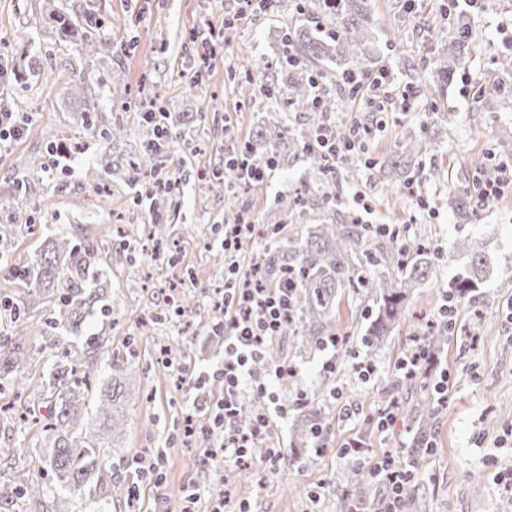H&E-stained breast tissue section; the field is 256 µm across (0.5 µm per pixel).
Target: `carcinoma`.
I'll return each mask as SVG.
<instances>
[{
  "mask_svg": "<svg viewBox=\"0 0 512 512\" xmlns=\"http://www.w3.org/2000/svg\"><path fill=\"white\" fill-rule=\"evenodd\" d=\"M296 13L301 15V25L291 37L292 56L295 63L281 59L282 68L290 70L294 64L303 63L308 72L303 80H292L288 85V102L309 104L313 98L310 78L320 83L329 78L327 63L338 62L342 72L338 77L368 75L363 55L374 39V31L368 13V0H336L334 6L324 0H298ZM54 20L59 24L58 36L68 42L89 22L88 14L58 13ZM473 40V30L462 20L456 22L448 44L441 57L434 60L432 78L440 91L448 89L454 69ZM239 73L249 80L261 81V89L268 96L278 92L276 86L264 81L261 71H253V65L245 62ZM512 73V58L504 55L488 73L492 86L499 94L509 93L503 76ZM82 126L92 136L112 142L122 134L121 126L108 121L105 112H82ZM318 126L312 125L296 133L285 123L278 126L276 139L288 140V152L302 143L311 162L321 171L327 170L322 154L312 148ZM441 131L431 130L415 139L411 145L412 156L420 158L434 154L440 148ZM243 158L250 169L264 168L269 160L278 163L285 156L275 149L259 151L251 147L243 151ZM374 232L393 239L397 232L384 228L373 229L365 225L359 229L344 224H316L309 231L300 248H276L267 265L262 269L261 287L271 291L288 289L290 313L280 335L300 336L305 342H319V335L336 301L337 290L365 289L378 293V308L365 339V354H371L379 337L389 333L397 320L408 293L420 286L430 272L431 257L421 246L398 250L395 259L397 273L388 277L374 276L381 259L372 257L365 248L369 233ZM98 248L87 245L77 248L69 239L58 237L51 240L48 249L35 258V275L30 279L26 301L21 308L37 307L42 299L57 294L49 324L59 331L56 336L55 354L39 362L42 352L32 349L30 335H44L40 326L26 325L13 333L0 332V391L6 386L22 384L33 367L43 365L47 390L52 398L53 411L42 422L41 431L47 448L43 463L52 475L56 492L55 512H69L73 498H81L82 512H112V501L125 499L127 512H138L130 489L120 483H112V469L103 463L104 449L112 447L127 425L128 416L123 408L125 392L133 375L128 367L117 362L112 367V385L100 390L92 415L93 424L83 427L85 416L83 399L89 389V375L78 372L87 356L98 349L96 336H88L82 344L73 342L88 328L89 321L108 317L111 305L105 303L104 282L110 279L107 269L97 265ZM486 262L482 256L472 257L465 275L459 278L457 288H472L485 276ZM448 342V322L443 321L436 333L428 339L427 356L440 351ZM433 403L422 397L414 406L420 433H427L433 418ZM45 493L43 484L24 471L17 472L13 480L0 483V507L8 506L24 496L34 497Z\"/></svg>",
  "mask_w": 512,
  "mask_h": 512,
  "instance_id": "cac0c4a2",
  "label": "carcinoma"
}]
</instances>
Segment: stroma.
<instances>
[{"instance_id": "35a3bbf8", "label": "stroma", "mask_w": 512, "mask_h": 512, "mask_svg": "<svg viewBox=\"0 0 512 512\" xmlns=\"http://www.w3.org/2000/svg\"><path fill=\"white\" fill-rule=\"evenodd\" d=\"M370 2V60L391 71L392 95L410 94L409 111L380 116L353 99L346 109L322 114L261 95L237 68L248 60L282 83L280 34L294 27L292 11L272 8L228 27L224 20L236 13L237 0H96L89 49L80 38L60 43L48 15L53 8L81 12L85 0H0V113L28 116L21 138L0 148V224L14 226L0 261V295L24 297L22 272L49 240L97 246L99 262L111 271L112 315L91 327L103 341L89 359L92 380L107 382L101 368L116 352L134 351L143 372L125 400L131 420L121 445L105 454L163 452L160 485L141 484L131 469L115 472L125 485L139 486L140 512L180 502L191 486L201 490L193 512H210L216 493L230 497L231 512L245 501L252 512H308L314 491L318 512H339L344 504L378 512L387 489L369 470L387 453L414 473L403 512H512V184L488 206L472 201L477 217H460L448 207L451 192L472 191L485 158L512 157V140L495 133L496 126H512V99L494 100L486 117L473 97L475 87L488 85L486 74L505 38L499 24L512 17V0H486L484 12L472 17L475 42L437 105L431 77L417 65L438 57L451 34L446 0H416L410 11L404 0ZM88 102L123 126L122 139L105 143L76 122L75 111ZM151 108L168 115L169 140L160 146L143 119ZM283 118L297 131L318 122L336 129L368 124L374 132L356 182L319 172L299 152L260 188L238 195L237 208L255 220L251 238L235 254L241 269L266 257L270 236L297 246L313 225L350 224L363 215L394 227L402 241L427 236L436 257L398 324L379 338L369 378H359L357 365L376 296L339 292L329 321L343 344L309 346L298 336L277 341L299 373L274 382L287 412L269 417L272 450L253 452L256 482L233 488L224 478L239 463L205 458L215 444L211 437L195 435L192 448H185L177 426L198 390L223 396L216 378L200 385L180 374L221 359L224 344L211 335L207 317L174 320L166 296L188 293L205 306L223 286L224 267L214 257L222 251L229 190L224 162ZM435 125L442 129L440 151L406 159L401 173L388 175L384 161L403 156L409 136ZM141 160L155 176L128 171V162ZM433 169L438 179H429ZM158 178L170 181L177 208L153 209L148 190ZM389 187L401 196L392 209ZM121 220L160 228L175 242L172 256L150 253L144 238L123 244L116 233ZM460 239L490 265L480 288L458 305L456 329L428 368L430 380L446 376L448 391L424 435L432 450L419 458L423 435L409 400L421 388L403 377L399 361L468 268L471 253L454 247ZM45 393L37 367L21 392L0 393V405L13 400L28 414L24 421L0 417V442L21 437L28 445L16 461L0 465L2 482L21 468L37 481L50 479L40 463L44 448L35 423L49 410ZM393 398L398 418L380 426L383 405ZM315 417L323 431L317 449L296 435ZM475 474L482 475L481 485L472 483Z\"/></svg>"}]
</instances>
